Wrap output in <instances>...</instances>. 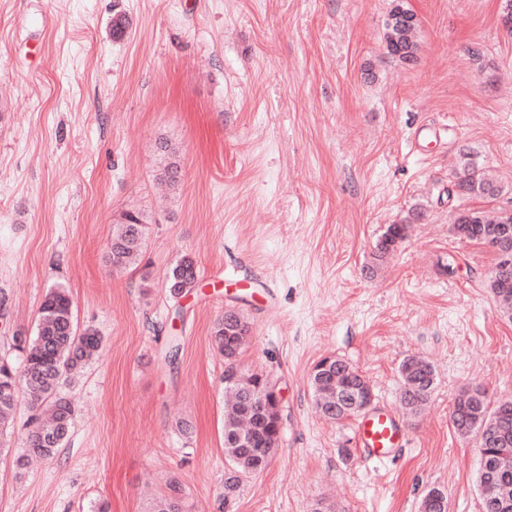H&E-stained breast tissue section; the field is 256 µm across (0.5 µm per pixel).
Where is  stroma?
Masks as SVG:
<instances>
[{
  "label": "stroma",
  "instance_id": "35a3bbf8",
  "mask_svg": "<svg viewBox=\"0 0 512 512\" xmlns=\"http://www.w3.org/2000/svg\"><path fill=\"white\" fill-rule=\"evenodd\" d=\"M418 17L392 57L391 9ZM501 0H0V354L33 335L49 288L102 336L66 393L54 460L20 468L29 412L0 456V512H152L177 480L189 512H484L476 437L450 422L475 388L512 397V320L486 282L488 246L456 237L460 207L512 209V33ZM124 30L115 33L113 22ZM448 135L412 142L420 126ZM478 154L493 199L448 196ZM177 165L178 181L165 173ZM142 212L138 262L113 270L122 213ZM389 224L401 246L375 260ZM183 255L198 286L166 288ZM249 323L243 370L279 384L283 444L223 504L225 310ZM178 337L176 360L165 352ZM436 372L421 409L401 361ZM343 359L407 442L378 462L356 420H326L314 365ZM188 421L180 434L175 423ZM386 44L388 53L400 60H409L414 52L415 45L412 40L416 28H397L386 25Z\"/></svg>",
  "mask_w": 512,
  "mask_h": 512
}]
</instances>
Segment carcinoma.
I'll list each match as a JSON object with an SVG mask.
<instances>
[{
    "label": "carcinoma",
    "mask_w": 512,
    "mask_h": 512,
    "mask_svg": "<svg viewBox=\"0 0 512 512\" xmlns=\"http://www.w3.org/2000/svg\"><path fill=\"white\" fill-rule=\"evenodd\" d=\"M414 29L387 28L388 53L400 60L412 57L415 45ZM500 189L485 178L481 165L471 159L462 168L455 190L448 197L485 198L499 195ZM454 232L470 242L495 249L512 247V210L489 220L476 209L458 212ZM405 224L387 226L376 245L382 259L404 241ZM146 233L143 214L128 211L115 228L110 262L117 271L132 267L138 260ZM199 271L194 261L183 258L168 276L169 295L178 299L197 286ZM487 288L500 301L504 315L512 319V268L504 271L495 264ZM249 328L244 318L228 309L214 327V343L224 356L226 372L237 373L234 381L224 380V397H233L231 412L224 418V455L237 474V492L244 477L264 469L258 465L269 461L281 444L282 428L279 414L254 431L239 425L250 420L249 402L265 393L271 385L263 372L244 373L238 370V357L248 338ZM101 338L95 332H78L72 317V301L64 287L49 289L40 307L36 334L12 337V348L22 353L17 365L9 355H0V453L10 448L11 418L19 395H24L30 417L24 441L25 454L18 463L25 465L30 457L50 458L67 436L74 409L62 388L71 382L82 364L100 348ZM403 382L402 398L418 409L429 398L434 384L431 365L418 358H408L400 367ZM310 384L322 414L329 420L340 421L360 412L358 400L371 390L359 371L341 359H334L330 369L311 375ZM452 426L461 434L479 437L481 454L480 484L484 490L485 512H512V401L490 405L484 392L464 393L454 403L450 413ZM170 494L159 500L154 512H185L184 494L177 482L169 484Z\"/></svg>",
    "instance_id": "obj_1"
}]
</instances>
